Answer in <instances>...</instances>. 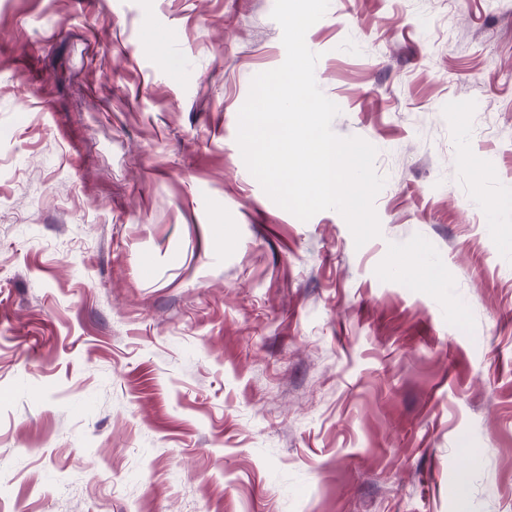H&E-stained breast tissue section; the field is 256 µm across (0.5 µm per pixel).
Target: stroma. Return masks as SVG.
<instances>
[{"mask_svg":"<svg viewBox=\"0 0 512 512\" xmlns=\"http://www.w3.org/2000/svg\"><path fill=\"white\" fill-rule=\"evenodd\" d=\"M274 3L0 0V512H512V0L308 30L359 248L237 144Z\"/></svg>","mask_w":512,"mask_h":512,"instance_id":"35a3bbf8","label":"stroma"}]
</instances>
